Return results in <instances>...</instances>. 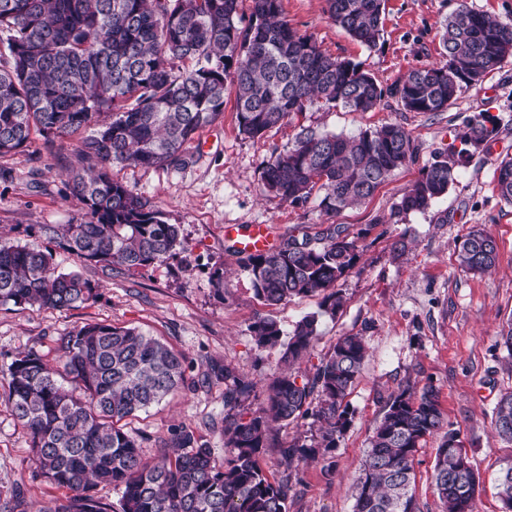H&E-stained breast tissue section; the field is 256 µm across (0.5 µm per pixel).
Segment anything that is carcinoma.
<instances>
[{"instance_id":"carcinoma-1","label":"carcinoma","mask_w":512,"mask_h":512,"mask_svg":"<svg viewBox=\"0 0 512 512\" xmlns=\"http://www.w3.org/2000/svg\"><path fill=\"white\" fill-rule=\"evenodd\" d=\"M239 0H0V156L25 151L32 137L57 141L94 123L82 142L84 167L69 178L79 216L42 224L40 232L83 260L129 269L160 267L183 243L150 201L112 180L114 165L185 167V145L224 114V91L236 90L240 131L255 138L293 114L321 103L369 112L384 90L362 64L325 54L282 16L281 0H252L249 18ZM329 19L373 47L384 0H326ZM444 60L412 70L389 89L408 112H442L466 88L512 58V22L463 2L440 37ZM194 62L183 70L178 63ZM498 135L494 116L480 112L456 136L459 145L435 156L397 206L423 211L448 193L458 168ZM414 139L403 125L356 135L303 127L291 146L263 163V190L291 204L311 196L327 214L362 204L396 169L412 160ZM500 198L512 204V157L496 168ZM342 224H308L284 234L268 252L249 255L245 268L255 296L269 306L322 295L321 312L335 315L334 291L360 258L359 241ZM497 245L483 228L459 242L467 273L496 266ZM97 298L79 274L58 271L52 251L0 239V306L68 310ZM261 349H281L288 369L268 385L260 406L245 413L250 384L234 368L211 362L205 384H224V468L211 449L181 429L170 454L144 457L120 422L174 393L184 380L182 354L136 327L88 323L60 338L63 365L33 351L0 369V385L28 437L39 477L69 491L40 512H106L92 495L100 484L122 492L121 512H289L290 478L272 482L260 466L271 445L270 422L308 417L319 424L310 440L281 446L289 469L337 447L350 426L349 396L367 357L364 338L341 336L329 354L299 375L291 367L318 341L317 315L297 321L283 339L276 321H255ZM497 434L512 442V392L494 411ZM441 436L433 468L444 512H477L479 486L460 432L445 424L434 386L411 381L393 391L377 421L352 485L354 512H420L414 460L426 438ZM498 495L512 512V463L502 469Z\"/></svg>"}]
</instances>
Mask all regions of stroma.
<instances>
[{
  "instance_id": "35a3bbf8",
  "label": "stroma",
  "mask_w": 512,
  "mask_h": 512,
  "mask_svg": "<svg viewBox=\"0 0 512 512\" xmlns=\"http://www.w3.org/2000/svg\"><path fill=\"white\" fill-rule=\"evenodd\" d=\"M458 4L385 0L381 36L373 48L333 25L325 0H282V9L288 22L323 52L362 63L389 89L411 70L440 60L441 29ZM481 112L497 118L496 139L473 153L448 193L426 211L395 215L423 168ZM386 123L405 126L417 152L363 205L329 216L317 199L293 205L262 193L263 161L273 149L291 146L299 128L355 135ZM82 138L75 133L50 152L37 136L28 150L0 158V167L12 173L0 179V236L52 250L59 271L77 272L99 290L95 301L68 310L0 307V367L22 350L59 361L60 337L88 323L136 326L161 337L183 355L185 383L160 405L125 419L124 428L147 457L176 431L189 428L220 468L224 388L201 385V371L211 360L230 364L254 383L256 396L263 393L282 366L281 352L258 348L252 324L271 318L288 332L315 313L319 342L302 371L349 334L364 337L368 358L348 398L350 428L331 453L301 465L289 512H353L350 486L375 424L389 394L407 379L435 386L445 421L460 431L480 480L478 512H502L496 477L512 460V443L496 433L493 409L500 394L512 391V358L499 337L512 316V205L501 200L495 171L504 157L512 156V58L442 112H407L391 96L369 112L317 103L255 139L241 133L235 92L227 90L223 116L186 147L192 164L182 169L117 165L111 171L114 181L150 199L168 223L182 226L186 250L161 269L129 271L85 261L40 233V225L66 224L78 213L67 169ZM329 223L364 233L359 262L336 284L343 305L332 317L321 314L317 296L264 305L241 255L224 239L228 224H268L281 236L302 224ZM477 225L494 237L498 262L495 270L474 275L460 270L455 243ZM399 241L406 244L400 256L393 252ZM216 268L224 271L220 293L210 277ZM440 441L437 435L427 438L415 457L421 512H442L431 485ZM66 495L38 477L28 439L0 390V512H38Z\"/></svg>"
}]
</instances>
